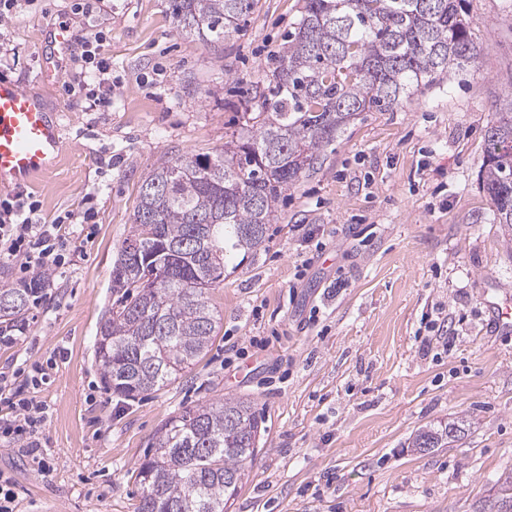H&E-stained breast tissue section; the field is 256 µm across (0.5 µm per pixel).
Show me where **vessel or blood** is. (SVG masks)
Returning <instances> with one entry per match:
<instances>
[{
  "instance_id": "b4317fda",
  "label": "vessel or blood",
  "mask_w": 512,
  "mask_h": 512,
  "mask_svg": "<svg viewBox=\"0 0 512 512\" xmlns=\"http://www.w3.org/2000/svg\"><path fill=\"white\" fill-rule=\"evenodd\" d=\"M63 150L59 112L19 84L0 79V185L24 186L50 173Z\"/></svg>"
}]
</instances>
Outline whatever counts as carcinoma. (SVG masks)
Listing matches in <instances>:
<instances>
[{"label": "carcinoma", "mask_w": 512, "mask_h": 512, "mask_svg": "<svg viewBox=\"0 0 512 512\" xmlns=\"http://www.w3.org/2000/svg\"><path fill=\"white\" fill-rule=\"evenodd\" d=\"M169 4L179 34L212 43L238 32L256 0ZM479 55L460 0H303L265 90L245 94L243 133L166 161L142 182L112 268L118 299L95 342L112 393L157 392L208 352L217 324L208 290L234 253L265 241L281 190L320 169L351 122L402 105ZM486 141L480 182L494 223L512 236V94L495 102ZM31 302L24 285L0 288V324L22 320ZM261 428L243 397L169 418L134 471L137 512H230ZM460 432L456 421L426 425L412 447L446 448Z\"/></svg>", "instance_id": "obj_1"}]
</instances>
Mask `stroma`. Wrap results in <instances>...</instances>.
I'll list each match as a JSON object with an SVG mask.
<instances>
[{
	"instance_id": "stroma-1",
	"label": "stroma",
	"mask_w": 512,
	"mask_h": 512,
	"mask_svg": "<svg viewBox=\"0 0 512 512\" xmlns=\"http://www.w3.org/2000/svg\"><path fill=\"white\" fill-rule=\"evenodd\" d=\"M75 2L34 0L7 23L8 78L62 108L67 127L59 165L27 187L37 218L55 223L86 198L95 208L17 343L0 346V368L52 366L36 391L48 470L0 443L20 512H136L133 472L156 429L229 396L254 400L264 427L232 512H481L512 476V337L489 334L485 306L512 296V239L479 183L491 105L512 84V0H464L479 59L362 113L320 170L282 191L263 244L236 253L208 294L220 323L207 355L135 400L107 389L94 346L140 186L239 133L241 96L276 67L303 0H259L214 45L180 36L168 0H109L95 26L112 62L106 112L65 87L77 45L56 55L48 42ZM430 315L450 321L452 349L422 348ZM235 347L248 355L225 363ZM453 419L465 432L448 447H409Z\"/></svg>"
}]
</instances>
